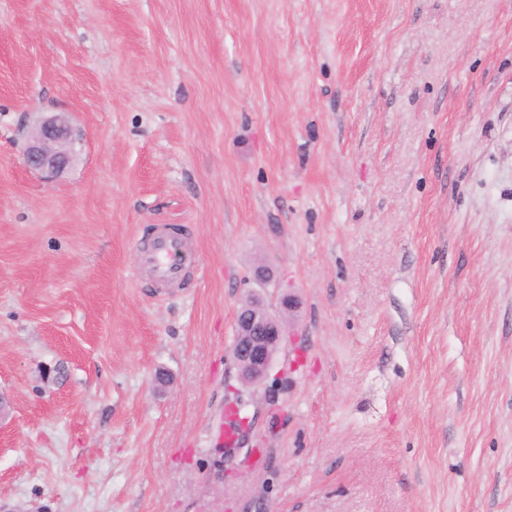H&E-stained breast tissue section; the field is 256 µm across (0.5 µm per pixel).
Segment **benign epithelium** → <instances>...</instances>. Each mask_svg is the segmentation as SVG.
I'll use <instances>...</instances> for the list:
<instances>
[{
	"mask_svg": "<svg viewBox=\"0 0 512 512\" xmlns=\"http://www.w3.org/2000/svg\"><path fill=\"white\" fill-rule=\"evenodd\" d=\"M79 143V135L65 116L45 115L24 136V164L29 171L43 177H57L76 157ZM296 307L293 296L283 295L274 311L262 303L238 311L239 342L235 343L232 355L243 382L257 383L266 377L283 336L280 313L292 312Z\"/></svg>",
	"mask_w": 512,
	"mask_h": 512,
	"instance_id": "obj_1",
	"label": "benign epithelium"
}]
</instances>
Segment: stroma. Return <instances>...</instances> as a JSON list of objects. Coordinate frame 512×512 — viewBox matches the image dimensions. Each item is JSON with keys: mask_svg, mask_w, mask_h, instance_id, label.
Masks as SVG:
<instances>
[{"mask_svg": "<svg viewBox=\"0 0 512 512\" xmlns=\"http://www.w3.org/2000/svg\"><path fill=\"white\" fill-rule=\"evenodd\" d=\"M0 391V512H512V0H0ZM79 143V135L64 115H45L24 136V164L29 171L43 177H57L76 157ZM141 264L152 273L157 283L180 280L184 269L191 264L184 249L183 235L159 231L142 252ZM296 307L293 296L283 295L275 311L262 302L238 311L239 342L235 343L232 355L244 383H257L266 377L284 333L280 313L292 312Z\"/></svg>", "mask_w": 512, "mask_h": 512, "instance_id": "1", "label": "stroma"}]
</instances>
